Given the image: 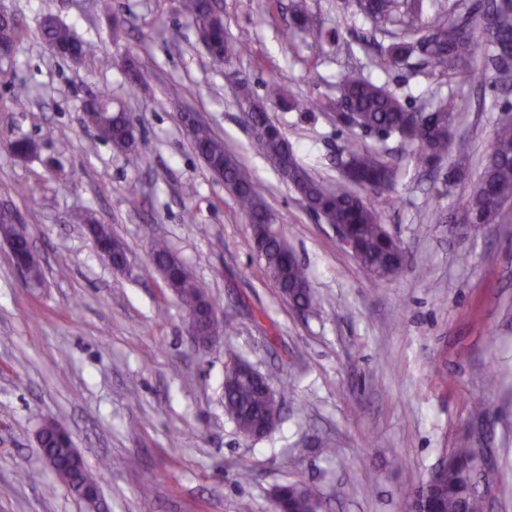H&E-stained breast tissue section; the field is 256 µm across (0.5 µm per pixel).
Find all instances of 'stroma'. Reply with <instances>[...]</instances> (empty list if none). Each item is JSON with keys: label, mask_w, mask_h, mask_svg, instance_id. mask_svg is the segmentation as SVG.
Wrapping results in <instances>:
<instances>
[{"label": "stroma", "mask_w": 512, "mask_h": 512, "mask_svg": "<svg viewBox=\"0 0 512 512\" xmlns=\"http://www.w3.org/2000/svg\"><path fill=\"white\" fill-rule=\"evenodd\" d=\"M222 2L228 34L245 46L227 65L208 55L177 0H111L107 14L100 0H0L24 31L0 60V207L25 225L43 271L41 285L25 283L0 245V512H86L40 458L46 419L71 433L105 512H239L244 502L272 512V490L285 482L317 486L321 512H408L411 491L449 448L479 451L487 512H512V201L476 238L447 222L472 192L496 124L512 118V79L478 60L473 79L451 80L417 52L378 68L411 31L367 19L349 0ZM299 6L321 20L325 40L293 29ZM48 14L83 42L81 63L42 41ZM130 57L142 75L133 88ZM348 66L412 110L437 95L471 101L437 171L396 139L365 138L398 166L380 211L406 263L382 282L252 152L236 105L242 80L260 98L273 81L302 101L336 98ZM19 85L28 90L21 109L12 103ZM105 86L136 128L141 167L86 123ZM185 112L261 186L317 311L295 310L269 279L246 215L196 154ZM268 113L311 175L335 184L347 133L333 113ZM16 138L34 152L2 150ZM461 158L467 176L449 180ZM78 212L111 225L125 269L101 257L73 223ZM157 237L208 285L228 325L209 348L190 344L186 310L150 262ZM235 359L270 375L281 402L265 436L243 437L224 409V367Z\"/></svg>", "instance_id": "35a3bbf8"}]
</instances>
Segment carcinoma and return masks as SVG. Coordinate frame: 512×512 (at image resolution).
Instances as JSON below:
<instances>
[{
  "label": "carcinoma",
  "mask_w": 512,
  "mask_h": 512,
  "mask_svg": "<svg viewBox=\"0 0 512 512\" xmlns=\"http://www.w3.org/2000/svg\"><path fill=\"white\" fill-rule=\"evenodd\" d=\"M178 2L179 11L188 22L211 31L214 61H229L242 52V45L226 35L224 19L211 10L207 0ZM354 7L374 21L405 16L421 20L424 36L414 43H393L379 56L377 66L380 68L393 67L420 49L428 68L455 79L475 57L489 55L494 61L502 52L512 50V6L507 4L496 7L494 26L482 30L480 40L474 36V30L481 27V16L454 17L448 14L447 0H432V12L425 21L422 20L421 0H354ZM295 22L314 39L322 37L316 17L300 11ZM41 35L55 54L75 63L83 60L82 44L63 24L48 20L41 28ZM22 37L23 31L14 19H0V44L14 45ZM337 89L338 101L347 105L346 112L339 118V126L350 133V138L341 153V178L330 187L308 172L288 138L268 116L269 104L289 108L302 104L287 86L270 83L266 97L260 100L244 83L240 86L238 106L251 134L253 152L268 160L281 179L324 223L332 227L344 226L355 242L357 261L367 271L375 272L376 280L383 281L397 274L406 261L403 249L390 238L381 222L377 200L393 188L397 164L383 157L378 163H372L377 152L366 145L359 133L385 139L397 137L418 165L433 168L448 154V126L454 123L458 113L469 111L470 100L464 96L451 101L440 98L427 112L413 111L393 93L351 68L339 73ZM94 103L96 111L104 118V140L125 153L129 164L139 166L142 158L135 150L133 128L125 115H117L112 110L111 90L100 89ZM191 138L193 148L208 170L220 175L239 209L248 215L257 254L281 296L293 298L296 305L307 311L316 310L318 300L310 288L305 266L293 255L287 242L270 231L272 216L258 184L243 171L237 157L224 146V140L207 126L191 122ZM478 184L482 185L483 192L470 194L460 206V210L471 214L473 223L469 224L468 233L473 236L498 223L502 202L512 199V122L503 121L496 126ZM74 221L90 225L89 232L98 240L113 239L110 226L96 224L86 214H76ZM150 260L156 270L164 273L166 287L186 309L191 310L202 301L215 304L207 286L177 258L168 241H154ZM224 407L239 432L245 435L279 422L281 413L279 400L268 397L248 374L224 376ZM47 449L57 459L63 473L71 478L68 487L99 489L95 474L83 459L74 455L73 449L50 440ZM473 456L471 448L451 449L442 459V471L429 476L425 485L411 493L410 508L419 507L428 512H484L479 491L464 492L472 476L465 474L463 467ZM320 507L316 487L288 484L291 512H319Z\"/></svg>",
  "instance_id": "obj_1"
}]
</instances>
